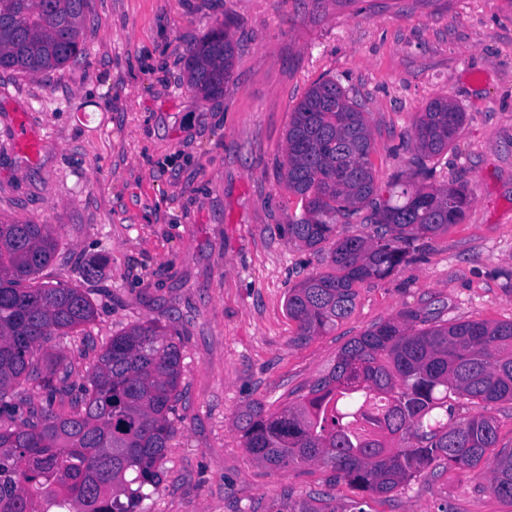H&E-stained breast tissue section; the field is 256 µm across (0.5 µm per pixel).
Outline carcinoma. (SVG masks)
Masks as SVG:
<instances>
[{
	"mask_svg": "<svg viewBox=\"0 0 512 512\" xmlns=\"http://www.w3.org/2000/svg\"><path fill=\"white\" fill-rule=\"evenodd\" d=\"M87 8L88 0H0V69L45 73L78 60ZM233 59L228 30L212 29L188 51L187 86L205 99L224 95ZM465 120L448 98H432L407 133L416 172L381 189L366 113L331 79L307 90L280 163L303 215L284 232L309 249L332 243L331 270L289 289L295 340L336 327L353 313L359 285L412 261L420 237L463 221L468 186L423 181ZM357 218L375 225L373 236L336 237L338 221ZM57 249L50 224H0V412L14 411L22 384L45 400L20 425L0 426V512H144V488L159 485L174 433L180 346L155 322L133 325L106 343L69 409L55 408L71 393L69 371L37 353L96 314L90 290L36 281ZM423 323L419 312L401 311L346 343L298 401L278 412L248 406L236 422L243 447L279 469L320 465L334 484L373 495L446 465L487 476L491 492L512 503V448L489 455L498 442L495 417L455 419L459 399L512 400V321Z\"/></svg>",
	"mask_w": 512,
	"mask_h": 512,
	"instance_id": "1",
	"label": "carcinoma"
}]
</instances>
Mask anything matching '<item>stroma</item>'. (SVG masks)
<instances>
[{
    "label": "stroma",
    "mask_w": 512,
    "mask_h": 512,
    "mask_svg": "<svg viewBox=\"0 0 512 512\" xmlns=\"http://www.w3.org/2000/svg\"><path fill=\"white\" fill-rule=\"evenodd\" d=\"M225 22L231 83L205 100L186 86L188 49ZM86 53L44 74L0 70V222L52 225L43 280L92 281L96 316L46 353L81 384L111 336L150 321L182 353L176 435L151 512H354L319 466L274 469L243 447L238 415L306 393L342 346L415 310L429 325L512 321V0H89ZM331 79L372 132L378 184L410 174L402 144L445 96L467 114L432 184H467L462 223L417 241L416 258L359 286L335 329L295 343L289 288L327 272L328 253L279 227L300 214L276 162L291 114ZM25 115L32 145L15 139ZM366 512H512L486 477L423 472L367 499Z\"/></svg>",
    "instance_id": "1"
}]
</instances>
